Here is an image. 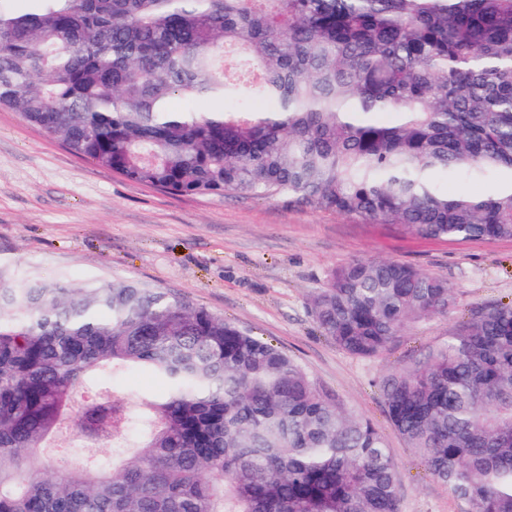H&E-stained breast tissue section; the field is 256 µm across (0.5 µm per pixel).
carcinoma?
Segmentation results:
<instances>
[{"label":"carcinoma","mask_w":512,"mask_h":512,"mask_svg":"<svg viewBox=\"0 0 512 512\" xmlns=\"http://www.w3.org/2000/svg\"><path fill=\"white\" fill-rule=\"evenodd\" d=\"M0 0V108L174 195L278 196L417 238L512 239V0ZM176 99L205 109L176 111ZM448 281L354 260L309 297L362 359L456 306ZM166 386L133 409L117 376ZM430 477L512 512V302L375 379ZM92 396L72 419L77 394ZM69 431L79 464L34 469ZM104 447L131 448L106 459ZM383 435L292 357L188 297L0 266V512H400ZM437 181L439 186L448 191V193H454L460 190L467 191L471 194H487L492 191L496 184L498 183L497 179H476L470 181H460L457 177L448 173H441L437 177Z\"/></svg>","instance_id":"carcinoma-1"}]
</instances>
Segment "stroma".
Listing matches in <instances>:
<instances>
[{"instance_id": "stroma-1", "label": "stroma", "mask_w": 512, "mask_h": 512, "mask_svg": "<svg viewBox=\"0 0 512 512\" xmlns=\"http://www.w3.org/2000/svg\"><path fill=\"white\" fill-rule=\"evenodd\" d=\"M355 259L440 276L457 307L405 331L382 358L353 357L321 335L307 297ZM0 263L44 282L133 279L188 296L280 348L375 423L398 466L401 512H467L426 475L373 381L423 356L472 307L512 301L511 239H419L284 198L170 195L73 155L20 112L0 109Z\"/></svg>"}]
</instances>
